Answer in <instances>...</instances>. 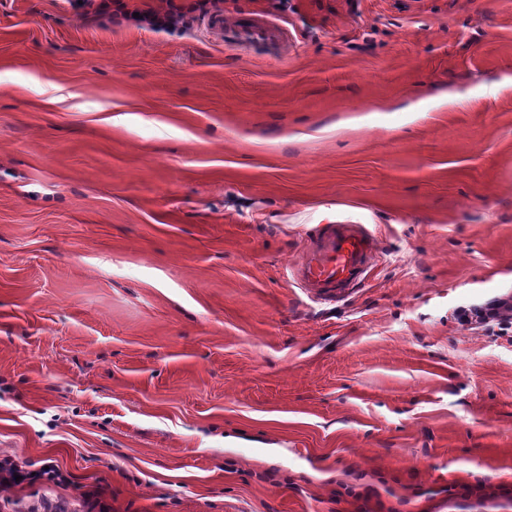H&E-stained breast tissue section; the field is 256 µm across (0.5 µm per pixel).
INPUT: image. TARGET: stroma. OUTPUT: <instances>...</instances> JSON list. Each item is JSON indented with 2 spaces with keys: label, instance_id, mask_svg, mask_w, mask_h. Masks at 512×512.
Masks as SVG:
<instances>
[{
  "label": "stroma",
  "instance_id": "stroma-1",
  "mask_svg": "<svg viewBox=\"0 0 512 512\" xmlns=\"http://www.w3.org/2000/svg\"><path fill=\"white\" fill-rule=\"evenodd\" d=\"M280 47L0 0V458L108 512H512V0H225ZM378 238L318 304L319 224ZM473 495L449 494L450 486ZM238 32L249 39L278 42L283 39L285 28L270 19H244L238 25ZM376 249L365 224H322L294 265V280L312 299L344 300L369 277ZM457 320L465 327L479 324L490 336H511V297L493 300L480 306L461 307L457 312Z\"/></svg>",
  "mask_w": 512,
  "mask_h": 512
}]
</instances>
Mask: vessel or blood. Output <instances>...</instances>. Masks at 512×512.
<instances>
[{"label": "vessel or blood", "instance_id": "1", "mask_svg": "<svg viewBox=\"0 0 512 512\" xmlns=\"http://www.w3.org/2000/svg\"><path fill=\"white\" fill-rule=\"evenodd\" d=\"M238 32L250 39L281 41L282 25L269 19L242 20ZM376 260V240L363 224H324L310 237L293 276L308 297L333 303L365 282Z\"/></svg>", "mask_w": 512, "mask_h": 512}]
</instances>
